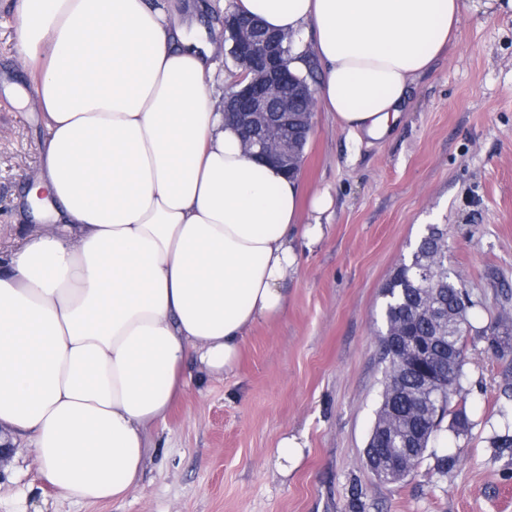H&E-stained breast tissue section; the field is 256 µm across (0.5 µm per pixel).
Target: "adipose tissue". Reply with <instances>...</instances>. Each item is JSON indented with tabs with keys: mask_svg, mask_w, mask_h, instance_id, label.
I'll return each instance as SVG.
<instances>
[{
	"mask_svg": "<svg viewBox=\"0 0 512 512\" xmlns=\"http://www.w3.org/2000/svg\"><path fill=\"white\" fill-rule=\"evenodd\" d=\"M299 33L322 66L317 104L356 140L391 135L414 80L463 10L512 0H236ZM40 72L42 223L0 255V427L34 448L60 497L119 500L146 428L205 374L232 371L249 332L288 308L300 246L296 181L242 148L209 84L210 40L148 0H21Z\"/></svg>",
	"mask_w": 512,
	"mask_h": 512,
	"instance_id": "1",
	"label": "adipose tissue"
}]
</instances>
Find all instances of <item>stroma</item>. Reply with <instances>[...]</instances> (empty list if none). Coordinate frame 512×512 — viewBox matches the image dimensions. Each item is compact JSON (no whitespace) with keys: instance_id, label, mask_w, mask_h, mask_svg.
<instances>
[{"instance_id":"35a3bbf8","label":"stroma","mask_w":512,"mask_h":512,"mask_svg":"<svg viewBox=\"0 0 512 512\" xmlns=\"http://www.w3.org/2000/svg\"><path fill=\"white\" fill-rule=\"evenodd\" d=\"M207 33L235 0H160ZM19 0H0V84L31 85L14 28ZM42 127L0 91V250L33 221L19 215L39 169ZM302 223L328 190L325 238L301 249L285 316L253 328L228 373L174 401L145 432L138 485L121 500L59 498L27 441L0 470V512H512V448L493 447L512 355L485 334L512 309V14L463 11L455 36L413 84L390 137L355 142L315 108L298 178ZM448 241V265L474 307L461 384L469 428L441 426L415 472L379 482L364 448L381 403L382 288L427 225ZM303 457L273 466L283 435ZM458 457L445 470L441 456Z\"/></svg>"}]
</instances>
